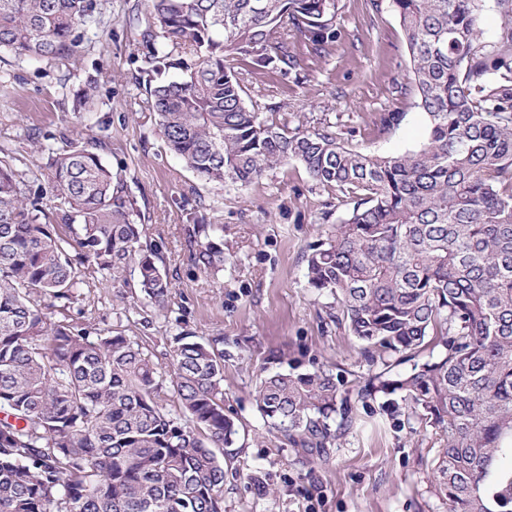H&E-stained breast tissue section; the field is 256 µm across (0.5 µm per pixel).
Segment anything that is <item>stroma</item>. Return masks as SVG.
<instances>
[{
  "mask_svg": "<svg viewBox=\"0 0 512 512\" xmlns=\"http://www.w3.org/2000/svg\"><path fill=\"white\" fill-rule=\"evenodd\" d=\"M97 2L103 24L82 30L73 59L21 64L0 52V146L26 171L37 165L47 135L104 140L101 156L126 174L173 290L158 310L130 289L92 278L70 309L74 321L124 332L162 369L174 336L223 337L224 412L240 422L235 444L224 451V512H448L433 484L432 461L441 449L433 429L355 402L356 388L383 365L360 356L329 321L328 298L307 286V247L346 215L348 199L294 161L246 187L197 177L168 149L147 107L136 62L146 0ZM339 5L329 53L316 57L300 42L297 73L243 74L247 104L287 118L292 128L331 127L341 144L358 151L396 155L417 148L427 119L409 79L396 13L388 0ZM83 91L90 99L74 111V96ZM390 112L403 113V121L379 132L380 116ZM200 217L223 229L227 261L214 277L190 260ZM292 361L340 374V396L354 402L350 432L312 460L270 432L256 407L260 377ZM253 472L269 494L248 481Z\"/></svg>",
  "mask_w": 512,
  "mask_h": 512,
  "instance_id": "1",
  "label": "stroma"
}]
</instances>
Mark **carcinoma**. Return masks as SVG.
<instances>
[{"instance_id": "obj_1", "label": "carcinoma", "mask_w": 512, "mask_h": 512, "mask_svg": "<svg viewBox=\"0 0 512 512\" xmlns=\"http://www.w3.org/2000/svg\"><path fill=\"white\" fill-rule=\"evenodd\" d=\"M390 2L428 122L402 154L350 149L245 101L238 68L289 75L296 38L327 52L339 0H149L138 71L164 141L204 181L247 185L288 160L353 202L310 248L306 278L333 300L328 319L384 362L357 399L383 393L391 416L440 432L448 512H512V0ZM488 7L500 17L491 39ZM102 23L97 0H0V50L68 59L79 30ZM171 70L183 78L164 79ZM54 140L29 173L0 149V512H223L224 449L239 434L224 414V337H173V415L139 343L69 320L98 272L124 288L134 268L159 309L172 282L105 142ZM193 243L200 270H224L218 228L198 219ZM338 393L330 372L294 368L261 379L256 403L318 455L333 414L339 433L351 423Z\"/></svg>"}]
</instances>
